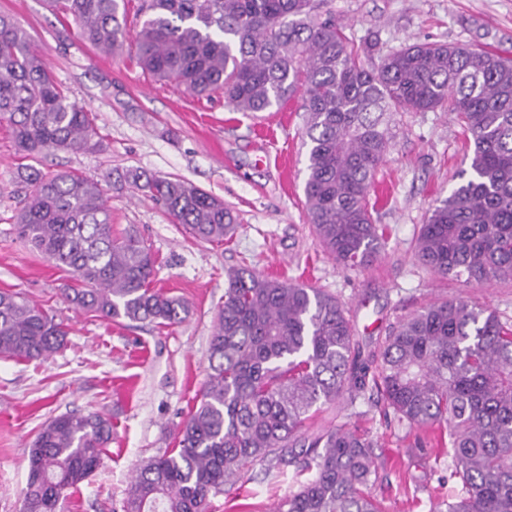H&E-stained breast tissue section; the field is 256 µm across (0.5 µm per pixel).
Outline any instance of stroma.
<instances>
[{
    "label": "stroma",
    "mask_w": 512,
    "mask_h": 512,
    "mask_svg": "<svg viewBox=\"0 0 512 512\" xmlns=\"http://www.w3.org/2000/svg\"><path fill=\"white\" fill-rule=\"evenodd\" d=\"M330 6L349 38L373 45L362 57L368 68L421 42L465 44L512 59V0H330ZM0 13L27 31L58 83L93 113L100 142L92 151L25 157L0 124V291L20 293L69 327L66 346L47 359L0 357V512H21L28 448L40 426L61 413L90 411L110 419L112 441L97 472L71 489L60 512H123L137 467L173 448L208 380L209 341L228 270L248 268L336 295L366 342L438 299L462 298L512 322V282L446 280L414 256L426 212L469 167V142L453 115L398 114L393 146L369 196L383 231L381 256L369 268L351 269L316 244L307 220L299 97L266 111L271 130L264 133L255 114L233 111L222 94L198 98L157 80L126 49L101 54L44 0H0ZM27 167L101 181L113 229L136 233L150 247L157 259L153 287L187 303L185 320L169 328L113 322L67 302L71 275L15 232L14 215L30 190L20 176ZM130 169L184 179L224 200L238 216L235 234L221 243L194 238L160 204L119 182ZM339 422L376 442L373 493L386 512H431L433 503L458 494L446 452L415 447L382 404L362 397L351 406L327 405L308 431ZM294 487L293 469L258 464L213 497L210 512H273Z\"/></svg>",
    "instance_id": "obj_1"
}]
</instances>
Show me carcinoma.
<instances>
[{"mask_svg": "<svg viewBox=\"0 0 512 512\" xmlns=\"http://www.w3.org/2000/svg\"><path fill=\"white\" fill-rule=\"evenodd\" d=\"M123 2L49 0L105 54L126 42ZM328 2L143 0L132 49L157 79L197 96L220 91L236 112H265L303 87L307 219L345 266L369 267L380 255L369 190L395 116L451 113L473 143L470 166L428 210L415 256L440 278L512 282V63L466 45L415 43L368 69ZM0 120L24 156L96 146L90 113L6 14ZM24 179L32 190L16 213L18 237L76 280L64 289L68 302L108 320H184L186 303L151 287V249L132 233L112 234L101 183L70 171ZM126 179L202 241L236 229L229 206L179 178L133 170ZM66 336L39 305L0 292V356L45 359ZM209 362L174 448L137 469L124 512H209L210 498L256 463L306 476L275 512H384L372 492L376 442L344 423L304 430L322 407L368 392L452 459L460 493L433 512H512V323L488 308L429 302L368 351L335 296L240 268L227 274ZM111 440L112 423L98 412L46 421L29 448L23 512H58Z\"/></svg>", "mask_w": 512, "mask_h": 512, "instance_id": "carcinoma-1", "label": "carcinoma"}]
</instances>
